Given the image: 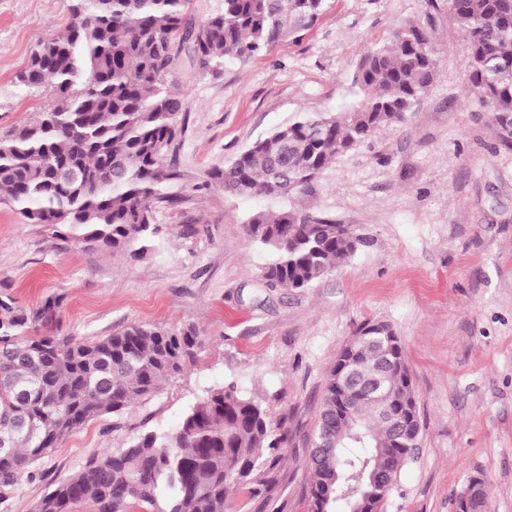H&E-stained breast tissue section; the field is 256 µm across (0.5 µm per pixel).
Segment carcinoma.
I'll list each match as a JSON object with an SVG mask.
<instances>
[{
    "mask_svg": "<svg viewBox=\"0 0 512 512\" xmlns=\"http://www.w3.org/2000/svg\"><path fill=\"white\" fill-rule=\"evenodd\" d=\"M191 0H73L72 21L34 46L18 75L50 86L51 102L0 134V201L63 240L137 257L158 233L151 203L179 177L186 111L171 75L185 53L204 71L247 60L272 43L299 40L326 0H221L197 23ZM470 49L468 81L494 112L512 149V0H446ZM436 52L416 25L367 50L357 97L339 112H296L213 177L233 196L275 206L249 214L247 241L268 255L263 278L286 290L312 286L366 244L349 224L278 202L314 192L339 155L380 126L405 120L429 86ZM70 167L76 183L56 182ZM64 297L35 307L0 291V488L49 455L84 423L153 396L203 341L192 326L131 324L94 342L54 334ZM421 419L402 342L366 322L345 343L327 378L310 437L308 512H336L352 487L364 512H386L401 469L414 460ZM261 403L229 384L210 389L174 431H149L128 447L51 481L35 512H71L90 497L97 512H224L237 488L262 483L287 440ZM167 491L165 506L158 504ZM483 483L471 479L456 512H481Z\"/></svg>",
    "mask_w": 512,
    "mask_h": 512,
    "instance_id": "obj_1",
    "label": "carcinoma"
}]
</instances>
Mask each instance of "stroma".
<instances>
[{
  "label": "stroma",
  "instance_id": "35a3bbf8",
  "mask_svg": "<svg viewBox=\"0 0 512 512\" xmlns=\"http://www.w3.org/2000/svg\"><path fill=\"white\" fill-rule=\"evenodd\" d=\"M72 0H0V133L49 100L18 80L38 40L63 31ZM418 25L438 54L432 84L400 124L338 156L299 208L352 225L368 243L302 290L267 287L266 254L242 223L266 208L212 177L295 112H337L355 98L367 47ZM469 45L444 0H329L300 41L200 71L179 57L188 109L177 202L153 203L159 235L139 258L57 238L0 204V289L34 306L64 297L58 335L94 341L128 324L194 326L204 341L184 370L135 407L88 421L0 489V512H33L49 482L149 431L176 429L205 391L255 397L283 457L228 512H307L308 438L336 355L366 322L400 336L422 423L418 458L387 512H454L480 478L489 512H512V150L468 83Z\"/></svg>",
  "mask_w": 512,
  "mask_h": 512
}]
</instances>
